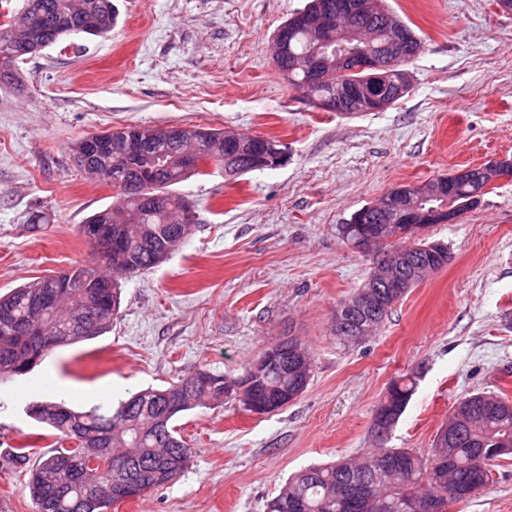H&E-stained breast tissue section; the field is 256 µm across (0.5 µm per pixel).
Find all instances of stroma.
<instances>
[{
  "mask_svg": "<svg viewBox=\"0 0 512 512\" xmlns=\"http://www.w3.org/2000/svg\"><path fill=\"white\" fill-rule=\"evenodd\" d=\"M108 37L73 35L27 56L0 82V295L92 262L79 226L111 207L110 184L75 164L80 139L130 125H201L273 137L281 166L226 182L209 167L175 191L196 211L187 241L122 280L109 332L57 348L28 375L0 383V449L55 439L27 406L59 397L79 411L118 404L199 370L242 374L267 346L293 338L311 378L292 403L254 414L232 401L184 412L192 450L171 483L110 512H265L295 472L361 456L390 383L415 392L387 438L427 454L463 398L512 400V177L493 184L423 241L450 261L396 302L376 333L345 346L337 306L363 288L375 252L338 228L392 188L512 158V14L495 0H383L415 30L411 92L381 112L346 117L309 105L277 71L272 35L307 0H112ZM43 223H32L34 214ZM27 466L0 457L8 512H35ZM450 512H512V455L488 488Z\"/></svg>",
  "mask_w": 512,
  "mask_h": 512,
  "instance_id": "1",
  "label": "stroma"
}]
</instances>
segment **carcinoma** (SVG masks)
<instances>
[{"label":"carcinoma","instance_id":"1","mask_svg":"<svg viewBox=\"0 0 512 512\" xmlns=\"http://www.w3.org/2000/svg\"><path fill=\"white\" fill-rule=\"evenodd\" d=\"M105 0H26L22 11L5 14L0 24V80L15 78V64L24 57L21 44L31 24L44 28L64 23L66 30L56 41L71 35L107 36L117 14L104 10ZM357 24L381 33L399 26L405 33L401 46L402 64L416 57L418 38L397 15L385 7L374 14L360 15ZM313 46L309 30L294 22L288 25L286 52L274 60L278 72L295 88L304 91L309 104L326 98L341 83L350 88L365 81L366 73L338 68L334 58L324 66V80L307 84L301 70L288 71L289 60L308 54ZM158 128L127 126L120 133L140 139L149 146L131 165L120 169L110 155H100L95 173L108 179H132L140 170L160 168L157 180L148 186L155 204L145 208L121 193L110 208L85 220L96 225L99 237L91 243L96 261L66 273L43 277L0 296V381L30 373L50 352L47 341L71 332L75 344L102 335L112 327L119 312L120 281L155 267L156 255L166 249L172 234L185 235L190 226L177 222L185 198L171 186L200 169L184 171L175 157L179 151L193 152L224 167L226 176L245 174L224 156V133L218 128L193 125L181 141L173 142L171 154L161 160L150 149ZM469 185L455 182L448 175L453 205L472 206L470 192L484 182L471 174ZM413 257L427 265L445 266L448 253L423 242ZM50 284L55 299L36 312L31 299L39 285ZM313 359L300 346L281 354L280 360L261 377H250V370L239 375L252 379L253 392L277 402L286 393L308 385ZM228 376L198 371L163 388H148L121 402L114 410L75 411L62 402L45 400L28 407V414L55 431L59 442H68L43 455L30 470L28 487L36 512H108L121 501L119 494L128 484L142 492L162 487L187 468L191 448L172 426L181 413L226 399L224 380ZM415 381L402 379L390 384L385 395L395 419L405 412L414 392ZM446 425L455 431L443 444H434L427 456L405 448H376L356 459L313 465L287 479L267 505V512H405L408 500L435 498L443 505L464 497H450L452 490L480 493L491 480V465L499 458L493 452L504 440L512 442V403L500 397L488 402L475 394L466 406L456 405Z\"/></svg>","mask_w":512,"mask_h":512}]
</instances>
